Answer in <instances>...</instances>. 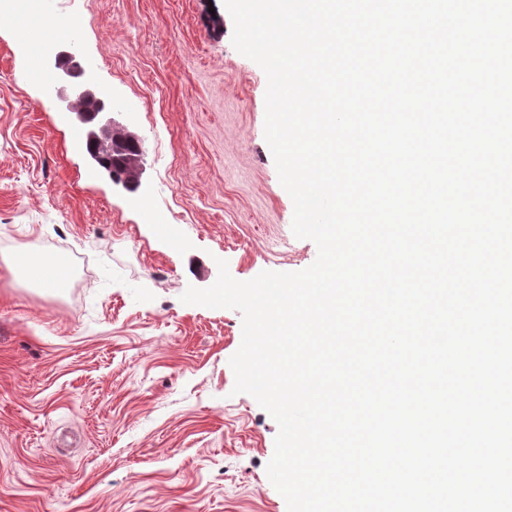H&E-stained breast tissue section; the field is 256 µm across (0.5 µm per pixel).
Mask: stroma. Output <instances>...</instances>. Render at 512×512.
Returning a JSON list of instances; mask_svg holds the SVG:
<instances>
[{
	"label": "stroma",
	"mask_w": 512,
	"mask_h": 512,
	"mask_svg": "<svg viewBox=\"0 0 512 512\" xmlns=\"http://www.w3.org/2000/svg\"><path fill=\"white\" fill-rule=\"evenodd\" d=\"M78 4V36L40 58L52 14L0 16V512H287L267 482L277 424L233 391L241 313L180 300L220 258L248 281L317 257L265 139L266 76L222 0ZM72 47L140 139L137 190L29 78ZM19 251L67 280L26 282Z\"/></svg>",
	"instance_id": "1"
}]
</instances>
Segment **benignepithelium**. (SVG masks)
<instances>
[{
	"instance_id": "1",
	"label": "benign epithelium",
	"mask_w": 512,
	"mask_h": 512,
	"mask_svg": "<svg viewBox=\"0 0 512 512\" xmlns=\"http://www.w3.org/2000/svg\"><path fill=\"white\" fill-rule=\"evenodd\" d=\"M85 68L77 52H65L55 63L52 88L58 101L66 105L76 102L81 109L75 118L87 130L88 144L96 147L91 159L104 169L112 181L126 189L140 185L144 170V154L127 156V170L118 172L112 168L108 157L126 152V145L136 140L135 134L116 118V112L107 105L96 87L82 80Z\"/></svg>"
}]
</instances>
